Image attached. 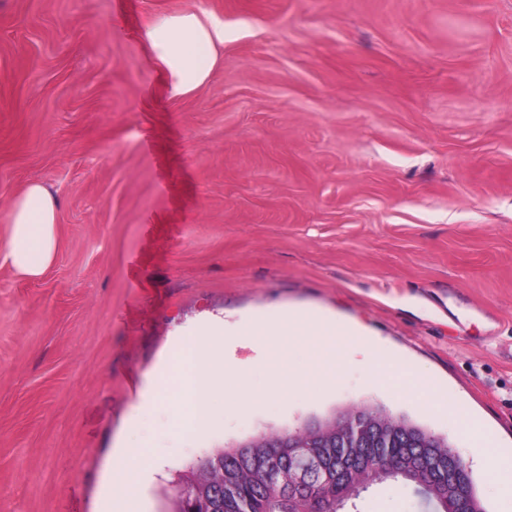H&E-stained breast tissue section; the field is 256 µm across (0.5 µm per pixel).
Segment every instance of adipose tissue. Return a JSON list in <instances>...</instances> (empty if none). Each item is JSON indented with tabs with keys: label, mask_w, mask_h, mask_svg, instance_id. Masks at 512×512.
<instances>
[{
	"label": "adipose tissue",
	"mask_w": 512,
	"mask_h": 512,
	"mask_svg": "<svg viewBox=\"0 0 512 512\" xmlns=\"http://www.w3.org/2000/svg\"><path fill=\"white\" fill-rule=\"evenodd\" d=\"M138 40L165 74L169 96L178 98L210 77L224 45V23L205 12L162 14L145 24ZM56 217V201L41 183H30L14 199L9 212L11 232L0 240V257L18 276L37 278L53 262ZM316 330L321 338L317 362L325 378L335 377L344 346L355 347L365 356L371 353L369 344L354 335L339 338L333 325L320 324ZM241 374L225 357L224 327L207 325L195 335L173 338L156 368L154 383L168 392L179 433L191 435L202 428L210 400L223 397ZM162 463V458L151 456L143 447L118 449L112 476L114 482L125 485L126 494L115 512H133L143 486Z\"/></svg>",
	"instance_id": "obj_1"
}]
</instances>
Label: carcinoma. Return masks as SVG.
I'll return each instance as SVG.
<instances>
[{
    "instance_id": "obj_1",
    "label": "carcinoma",
    "mask_w": 512,
    "mask_h": 512,
    "mask_svg": "<svg viewBox=\"0 0 512 512\" xmlns=\"http://www.w3.org/2000/svg\"><path fill=\"white\" fill-rule=\"evenodd\" d=\"M359 422L363 437L352 448L336 427ZM302 440L313 466L304 468L287 440ZM222 470L204 482L195 467L179 474L176 495L182 508L197 512H361L364 494L389 481L413 489L415 475L427 486L425 512H455L448 503V470L467 492V512H486L471 473L448 452V441L383 407L353 406L311 418L290 434L272 432L217 453Z\"/></svg>"
}]
</instances>
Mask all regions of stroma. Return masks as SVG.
Listing matches in <instances>:
<instances>
[{"instance_id": "35a3bbf8", "label": "stroma", "mask_w": 512, "mask_h": 512, "mask_svg": "<svg viewBox=\"0 0 512 512\" xmlns=\"http://www.w3.org/2000/svg\"><path fill=\"white\" fill-rule=\"evenodd\" d=\"M224 23L220 62L169 99L136 40L158 14ZM59 203L42 277L0 259V512H101L114 449L179 473L262 433L381 406L448 439L479 419L512 465V0H0V239L31 182ZM315 309L397 372L253 324ZM218 321L240 384L202 434L141 413L172 337ZM303 388L275 392L279 379Z\"/></svg>"}]
</instances>
